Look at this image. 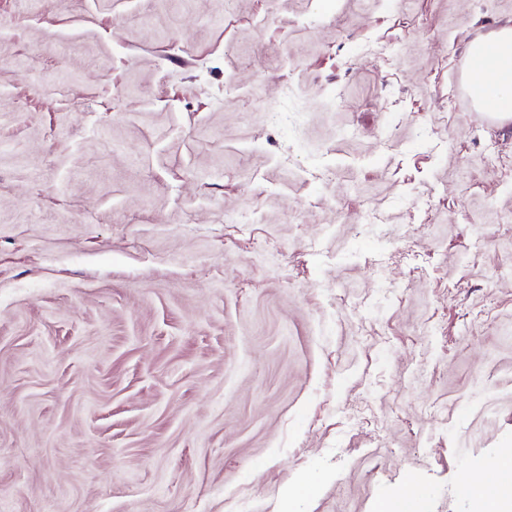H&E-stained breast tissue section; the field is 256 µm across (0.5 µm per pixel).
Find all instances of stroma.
<instances>
[{
  "label": "stroma",
  "instance_id": "obj_1",
  "mask_svg": "<svg viewBox=\"0 0 512 512\" xmlns=\"http://www.w3.org/2000/svg\"><path fill=\"white\" fill-rule=\"evenodd\" d=\"M512 0H0V512H476L512 448ZM378 223L361 220L366 211ZM468 55L483 72L470 88L477 110L489 108L496 119L512 118V26L505 25L491 37L474 42ZM475 61L470 62V72L477 66Z\"/></svg>",
  "mask_w": 512,
  "mask_h": 512
}]
</instances>
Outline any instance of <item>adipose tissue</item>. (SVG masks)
Here are the masks:
<instances>
[{
  "mask_svg": "<svg viewBox=\"0 0 512 512\" xmlns=\"http://www.w3.org/2000/svg\"><path fill=\"white\" fill-rule=\"evenodd\" d=\"M468 55L478 62L483 76L470 91L477 110H490L494 118H512V26L471 44ZM494 484L481 485L470 494L480 512H507L512 507V452L497 459Z\"/></svg>",
  "mask_w": 512,
  "mask_h": 512,
  "instance_id": "obj_1",
  "label": "adipose tissue"
}]
</instances>
